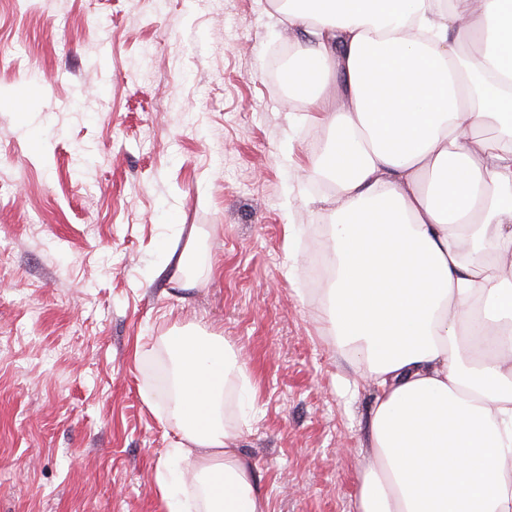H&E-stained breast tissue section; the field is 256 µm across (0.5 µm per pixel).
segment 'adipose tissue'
<instances>
[{
	"mask_svg": "<svg viewBox=\"0 0 512 512\" xmlns=\"http://www.w3.org/2000/svg\"><path fill=\"white\" fill-rule=\"evenodd\" d=\"M284 12L306 39L288 95L328 131L316 150L338 267L322 309L377 387L358 510L512 512V0ZM167 349L173 453L205 512H268L224 421L236 353L183 333Z\"/></svg>",
	"mask_w": 512,
	"mask_h": 512,
	"instance_id": "adipose-tissue-1",
	"label": "adipose tissue"
}]
</instances>
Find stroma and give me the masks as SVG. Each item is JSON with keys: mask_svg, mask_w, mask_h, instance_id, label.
I'll list each match as a JSON object with an SVG mask.
<instances>
[{"mask_svg": "<svg viewBox=\"0 0 512 512\" xmlns=\"http://www.w3.org/2000/svg\"><path fill=\"white\" fill-rule=\"evenodd\" d=\"M33 2L0 0V512H168L149 369L182 330L240 356L269 512H357L374 382L308 286L327 132L269 79L275 0Z\"/></svg>", "mask_w": 512, "mask_h": 512, "instance_id": "35a3bbf8", "label": "stroma"}]
</instances>
